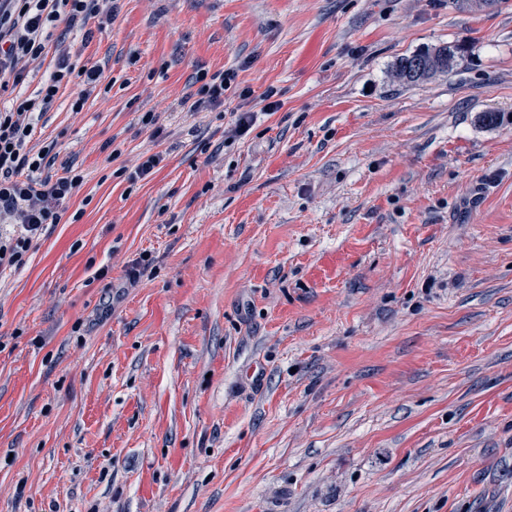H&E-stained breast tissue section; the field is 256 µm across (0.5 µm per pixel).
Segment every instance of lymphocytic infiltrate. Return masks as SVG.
Wrapping results in <instances>:
<instances>
[{"instance_id":"obj_1","label":"lymphocytic infiltrate","mask_w":512,"mask_h":512,"mask_svg":"<svg viewBox=\"0 0 512 512\" xmlns=\"http://www.w3.org/2000/svg\"><path fill=\"white\" fill-rule=\"evenodd\" d=\"M108 0H0V224L13 231L0 235V273L24 268L34 244L49 226L60 223L66 205L82 186L83 175L66 168L58 177L38 178L46 162L27 148L35 118L43 114L61 84L78 81L81 91L73 104L82 111L90 90L102 81L100 69H76L62 49H51L44 34L48 26L91 37L92 24L112 17ZM54 55L55 69L35 95H23L25 62Z\"/></svg>"}]
</instances>
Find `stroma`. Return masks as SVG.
Listing matches in <instances>:
<instances>
[{
	"mask_svg": "<svg viewBox=\"0 0 512 512\" xmlns=\"http://www.w3.org/2000/svg\"><path fill=\"white\" fill-rule=\"evenodd\" d=\"M116 6L28 144L85 180L0 274V512H512V0ZM459 52H461L460 47L445 46L401 57L393 67L392 77L400 85L410 86L437 74L452 72L457 65L456 58ZM419 63L422 64L421 69L415 67ZM234 73L218 72L213 74L208 81L204 82L195 95L199 96L191 101L193 95L186 97L184 106L188 105L191 112H198L202 108L218 107L224 104V91L229 89L231 81L234 80Z\"/></svg>",
	"mask_w": 512,
	"mask_h": 512,
	"instance_id": "1",
	"label": "stroma"
}]
</instances>
